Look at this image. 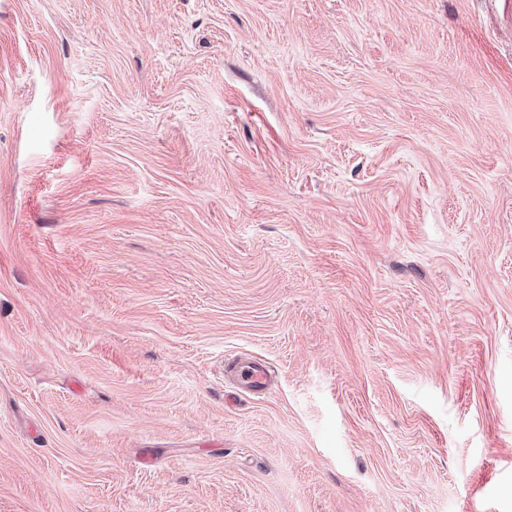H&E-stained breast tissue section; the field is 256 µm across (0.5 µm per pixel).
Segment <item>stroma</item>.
Instances as JSON below:
<instances>
[{
  "label": "stroma",
  "mask_w": 512,
  "mask_h": 512,
  "mask_svg": "<svg viewBox=\"0 0 512 512\" xmlns=\"http://www.w3.org/2000/svg\"><path fill=\"white\" fill-rule=\"evenodd\" d=\"M0 512H512V0H0ZM224 377L233 382L241 393L252 398H262L272 385L273 370L263 360L235 356L224 360Z\"/></svg>",
  "instance_id": "obj_1"
}]
</instances>
